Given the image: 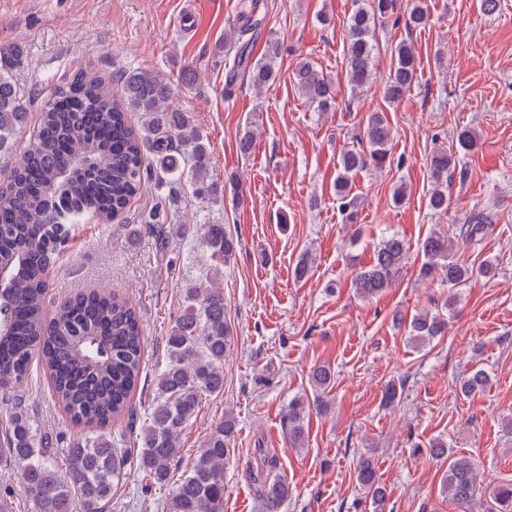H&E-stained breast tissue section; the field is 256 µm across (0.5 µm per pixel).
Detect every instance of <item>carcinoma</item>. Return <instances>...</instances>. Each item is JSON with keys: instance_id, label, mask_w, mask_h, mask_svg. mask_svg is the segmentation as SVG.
<instances>
[{"instance_id": "1", "label": "carcinoma", "mask_w": 512, "mask_h": 512, "mask_svg": "<svg viewBox=\"0 0 512 512\" xmlns=\"http://www.w3.org/2000/svg\"><path fill=\"white\" fill-rule=\"evenodd\" d=\"M346 19V78L357 94L375 79L376 21L394 13L397 0H355ZM257 7L242 10L237 41L241 42L227 91L247 85L257 92L278 76L277 59L284 48L271 37L263 56L254 60L246 53L255 28ZM408 28H423L429 21L425 0H409L402 15ZM418 62L412 47L402 42L384 86V98L400 101L415 82ZM292 78L317 111L325 112L335 100V82L308 60L298 62ZM174 88L161 75L142 69L122 72L116 83L81 69L58 83L54 95L42 105L40 125L31 147L11 172L0 191V304L12 309L9 330L0 334V388L26 380L33 359L49 376L55 403L76 426L87 433L67 448L65 471H59L47 442L34 427L29 413L18 407L6 425L4 443L9 461L20 471L31 493L33 512H112V489L134 469L145 489L161 488L170 481L179 449V437L197 417L204 399L224 391V359L231 346L226 321L224 266L235 257L238 242L222 224H179L178 234L192 236L209 264L206 274L181 289L184 306L166 336L167 357L157 371L155 395L139 429L136 453L120 448L109 430L132 417V400L145 367L144 336L137 308L126 298L92 289L62 301L49 318L46 313V275L49 265L65 250L71 227L86 221L110 224L122 215L146 183L155 181L172 188L187 180L193 193L211 199L217 186L208 180L211 163L209 141L190 113L171 106ZM141 114V124L131 122V111ZM26 106L17 95L12 75L0 69V151L13 147L17 130L24 125ZM391 127L382 111L368 115L361 147L341 153L336 168V200L345 222H357V196L352 176L370 166L391 164ZM457 151L478 146L476 133L467 127L457 133ZM155 156L145 163L146 153ZM190 156L193 166L185 173L182 162ZM453 153L434 150L428 160L431 189L428 207L448 211V169ZM166 203L156 204L144 224L164 247L169 243L165 224ZM489 224L472 215L457 228L458 239L480 244ZM448 237L432 232L418 242L424 262L421 276L448 288L444 306L456 302L453 290L476 276L491 272L492 265L466 264L454 257ZM409 243L393 233L374 249L373 259L353 278L351 287L362 297L381 295L392 286ZM409 339L426 345L442 335L447 320L441 313L420 312L408 320L395 319ZM314 387L325 390L334 375L326 365L313 369ZM490 375L472 368L460 381L465 396L488 387ZM309 405L301 398L288 403V445L305 444ZM237 420L224 415L209 431L168 497L166 512H224V460L230 455ZM429 456L448 458L443 491L457 502L474 499L479 476L465 456H448V443L434 440ZM277 459L265 448L255 449V468L250 476L260 487L264 512H281L289 486L272 475ZM356 479L374 502L386 500L373 462L359 463ZM489 512H512V483L489 491Z\"/></svg>"}]
</instances>
